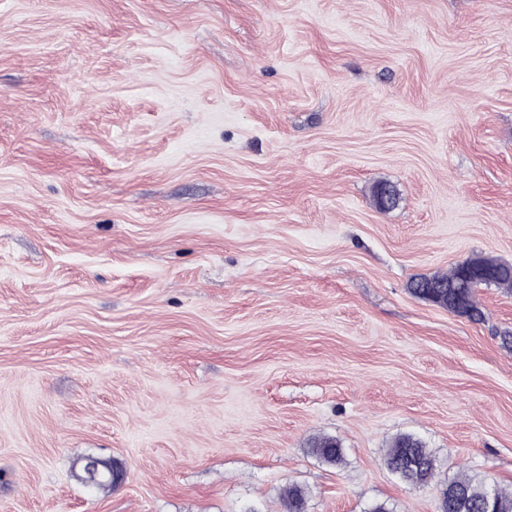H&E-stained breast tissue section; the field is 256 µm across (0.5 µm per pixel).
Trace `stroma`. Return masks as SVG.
<instances>
[{"label": "stroma", "mask_w": 512, "mask_h": 512, "mask_svg": "<svg viewBox=\"0 0 512 512\" xmlns=\"http://www.w3.org/2000/svg\"><path fill=\"white\" fill-rule=\"evenodd\" d=\"M477 254L512 264V0H0V512L512 492V291L410 290ZM388 468L406 482L428 486L435 475V460L423 442L411 435L396 437L386 452ZM413 465V466H412ZM84 471L86 483L91 487H96L99 483L112 485L119 479L118 473L108 463L93 456L86 458Z\"/></svg>", "instance_id": "1"}]
</instances>
